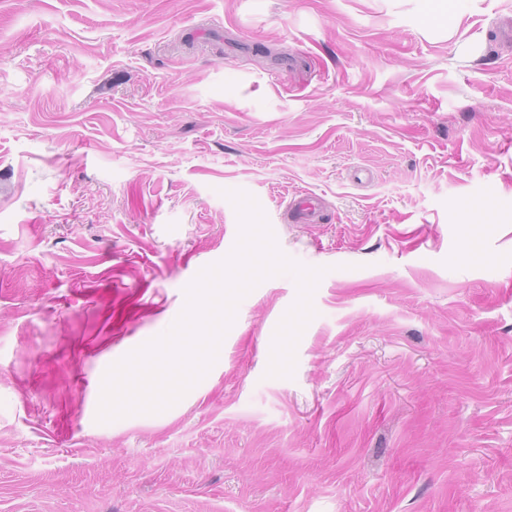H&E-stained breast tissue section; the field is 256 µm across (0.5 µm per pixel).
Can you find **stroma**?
<instances>
[{"mask_svg": "<svg viewBox=\"0 0 512 512\" xmlns=\"http://www.w3.org/2000/svg\"><path fill=\"white\" fill-rule=\"evenodd\" d=\"M512 0H0V512H512ZM252 195L287 274L97 420ZM298 191L323 198L287 221Z\"/></svg>", "mask_w": 512, "mask_h": 512, "instance_id": "1", "label": "stroma"}]
</instances>
